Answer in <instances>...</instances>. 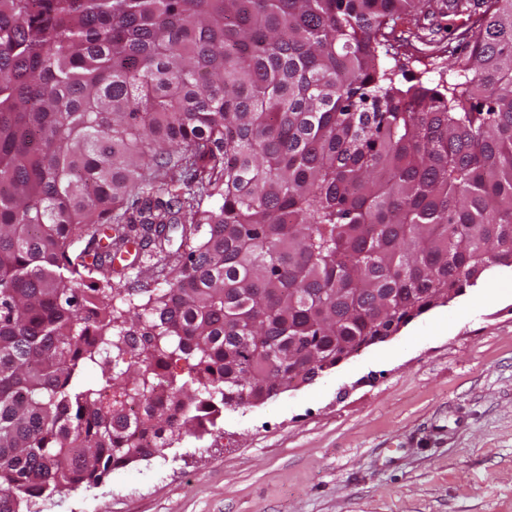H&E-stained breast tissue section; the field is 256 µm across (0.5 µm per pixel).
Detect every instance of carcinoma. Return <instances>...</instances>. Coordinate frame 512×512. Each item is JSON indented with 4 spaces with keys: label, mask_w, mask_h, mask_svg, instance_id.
Listing matches in <instances>:
<instances>
[{
    "label": "carcinoma",
    "mask_w": 512,
    "mask_h": 512,
    "mask_svg": "<svg viewBox=\"0 0 512 512\" xmlns=\"http://www.w3.org/2000/svg\"><path fill=\"white\" fill-rule=\"evenodd\" d=\"M469 2L462 81L404 86L387 59L432 0H0V512L512 267V0ZM137 241L166 287L121 309Z\"/></svg>",
    "instance_id": "carcinoma-1"
}]
</instances>
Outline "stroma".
<instances>
[{
	"label": "stroma",
	"mask_w": 512,
	"mask_h": 512,
	"mask_svg": "<svg viewBox=\"0 0 512 512\" xmlns=\"http://www.w3.org/2000/svg\"><path fill=\"white\" fill-rule=\"evenodd\" d=\"M399 26L407 77L455 79ZM40 512H512V267L300 389L39 501Z\"/></svg>",
	"instance_id": "stroma-1"
}]
</instances>
